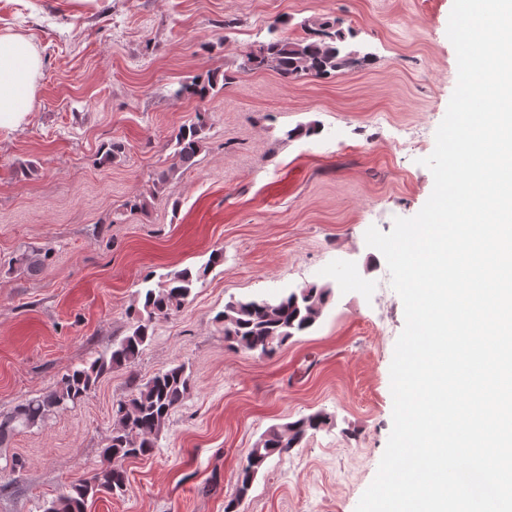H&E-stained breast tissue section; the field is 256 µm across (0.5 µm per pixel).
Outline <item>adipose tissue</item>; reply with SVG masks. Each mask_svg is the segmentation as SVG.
<instances>
[{"mask_svg": "<svg viewBox=\"0 0 512 512\" xmlns=\"http://www.w3.org/2000/svg\"><path fill=\"white\" fill-rule=\"evenodd\" d=\"M40 56L25 36L0 32V132L16 129L34 107Z\"/></svg>", "mask_w": 512, "mask_h": 512, "instance_id": "ef3b65f1", "label": "adipose tissue"}]
</instances>
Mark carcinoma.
<instances>
[{
    "instance_id": "cac0c4a2",
    "label": "carcinoma",
    "mask_w": 512,
    "mask_h": 512,
    "mask_svg": "<svg viewBox=\"0 0 512 512\" xmlns=\"http://www.w3.org/2000/svg\"><path fill=\"white\" fill-rule=\"evenodd\" d=\"M306 36L300 39L274 37L259 43L244 56L242 72L275 70L285 79L303 76L322 78L344 70L357 62L345 51V36L336 21L315 20L304 24ZM230 76L212 73L195 78L175 91L204 100ZM206 117L195 113L189 123L172 135L177 167L170 168L153 180L151 194L159 192L175 169L190 170L197 166L205 140ZM126 146L113 141L96 158V164L107 166L124 156ZM52 249L30 247L15 256L9 270L34 276L49 265ZM205 271L184 268L166 276L156 288L137 293L129 309L128 334L112 345L109 354L89 365L64 374L56 388L46 395L33 397L0 418V445L16 434L47 419L54 412L83 402L102 375L112 369H131L138 363L144 347L151 340L155 323L179 312L203 281ZM329 288L310 286L273 299H237L224 306L215 321L224 325V341L232 348L260 350L273 355L293 336L306 332L317 323L329 303ZM191 388V375L183 364L154 374L146 381L130 379L129 391L112 405L113 427L102 451L103 467L90 479L72 487L51 500L44 512H86L87 502L101 494L125 492L128 477L122 462L145 456L156 447V440L167 425L172 412L179 407ZM322 413L310 414L295 421L268 428L247 456L238 474L236 498L224 506V512H236L237 500L246 496L267 460L288 453L307 434L326 425Z\"/></svg>"
}]
</instances>
